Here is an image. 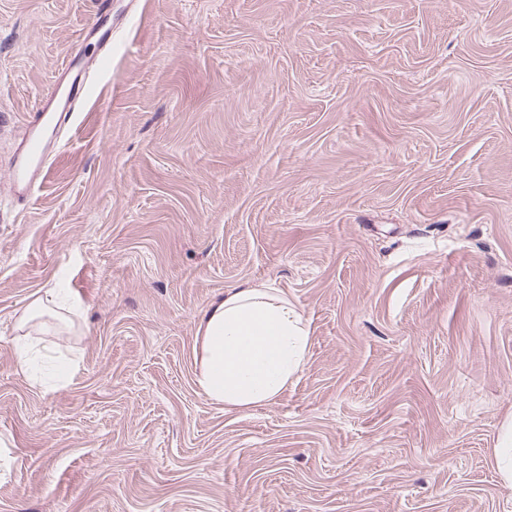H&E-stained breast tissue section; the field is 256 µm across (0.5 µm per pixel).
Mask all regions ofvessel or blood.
Listing matches in <instances>:
<instances>
[{
    "label": "vessel or blood",
    "instance_id": "vessel-or-blood-1",
    "mask_svg": "<svg viewBox=\"0 0 512 512\" xmlns=\"http://www.w3.org/2000/svg\"><path fill=\"white\" fill-rule=\"evenodd\" d=\"M90 87L84 65L77 57H70L31 113L26 133L15 150L11 170L16 198L24 200L35 193L40 170L55 148L54 143L44 138V129L60 131L74 121Z\"/></svg>",
    "mask_w": 512,
    "mask_h": 512
}]
</instances>
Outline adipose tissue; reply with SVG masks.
I'll return each instance as SVG.
<instances>
[{
    "label": "adipose tissue",
    "mask_w": 512,
    "mask_h": 512,
    "mask_svg": "<svg viewBox=\"0 0 512 512\" xmlns=\"http://www.w3.org/2000/svg\"><path fill=\"white\" fill-rule=\"evenodd\" d=\"M61 291L44 288L16 319L22 369L33 364L32 337L63 336L73 321L62 311ZM197 383L225 409L274 404L305 366L310 328L278 289L246 284L225 290L197 320Z\"/></svg>",
    "instance_id": "ef3b65f1"
}]
</instances>
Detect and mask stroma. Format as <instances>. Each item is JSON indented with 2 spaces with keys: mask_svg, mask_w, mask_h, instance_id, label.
Wrapping results in <instances>:
<instances>
[{
  "mask_svg": "<svg viewBox=\"0 0 512 512\" xmlns=\"http://www.w3.org/2000/svg\"><path fill=\"white\" fill-rule=\"evenodd\" d=\"M93 89L24 203L68 56ZM273 284L309 360L196 384L200 311ZM80 302L75 372L15 320ZM512 0H0V512H512ZM91 83L86 68L74 55L59 71L35 112L30 114L26 133L15 150L12 170V192L19 200L31 197L37 187L39 173L55 148L43 130L51 127L57 135L78 115V107L86 100ZM34 300L16 319V328L20 336L15 338L20 367L28 370L33 364L32 341L24 340L27 336H66L73 328V321L68 315L76 313L73 306L63 311L60 288H41ZM73 315V314H71ZM496 455L502 477L512 482V420L502 426Z\"/></svg>",
  "mask_w": 512,
  "mask_h": 512,
  "instance_id": "35a3bbf8",
  "label": "stroma"
}]
</instances>
